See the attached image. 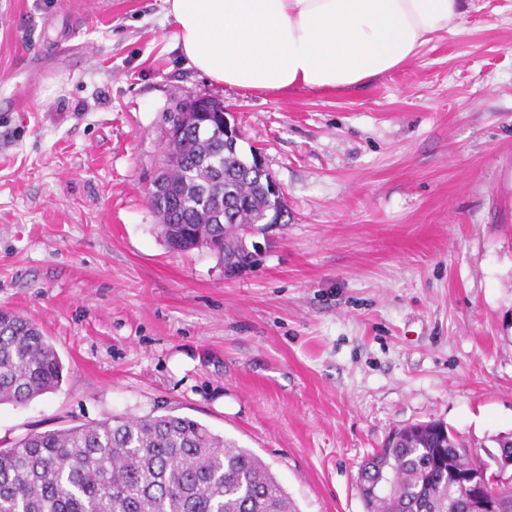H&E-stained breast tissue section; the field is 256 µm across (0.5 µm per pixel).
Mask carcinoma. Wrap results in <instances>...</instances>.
Segmentation results:
<instances>
[{"label": "carcinoma", "mask_w": 512, "mask_h": 512, "mask_svg": "<svg viewBox=\"0 0 512 512\" xmlns=\"http://www.w3.org/2000/svg\"><path fill=\"white\" fill-rule=\"evenodd\" d=\"M168 223L180 251L217 248L243 260L241 232L261 224L272 203L264 180L224 140L194 129L167 144ZM63 365L32 322L0 309V404H24L56 389ZM493 488L512 512V434L495 438ZM489 469L441 421L400 428L359 474L367 512H474L458 474ZM0 512H298L286 489L253 452L182 416H114L94 425L30 434L0 448Z\"/></svg>", "instance_id": "carcinoma-1"}]
</instances>
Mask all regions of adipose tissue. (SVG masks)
Segmentation results:
<instances>
[{
	"instance_id": "ef3b65f1",
	"label": "adipose tissue",
	"mask_w": 512,
	"mask_h": 512,
	"mask_svg": "<svg viewBox=\"0 0 512 512\" xmlns=\"http://www.w3.org/2000/svg\"><path fill=\"white\" fill-rule=\"evenodd\" d=\"M185 57L241 90L339 92L397 69L467 0H164Z\"/></svg>"
}]
</instances>
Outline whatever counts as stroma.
I'll return each instance as SVG.
<instances>
[{"mask_svg": "<svg viewBox=\"0 0 512 512\" xmlns=\"http://www.w3.org/2000/svg\"><path fill=\"white\" fill-rule=\"evenodd\" d=\"M220 101L288 215L235 273L170 249L147 191L172 117ZM0 308L63 381L0 405V448L173 414L251 450L300 512H366L363 463L440 420L512 432V0L343 92H244L181 53L163 0H0Z\"/></svg>", "mask_w": 512, "mask_h": 512, "instance_id": "1", "label": "stroma"}]
</instances>
